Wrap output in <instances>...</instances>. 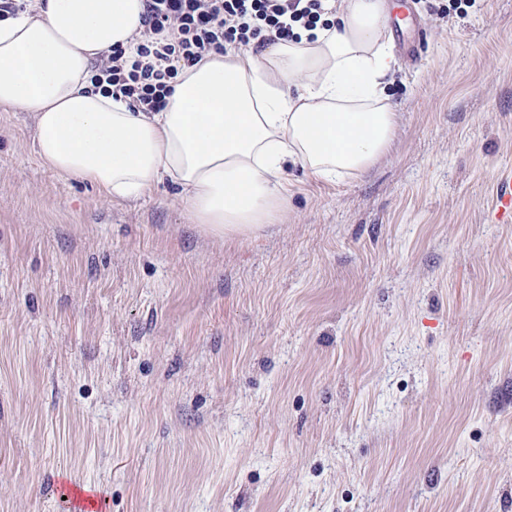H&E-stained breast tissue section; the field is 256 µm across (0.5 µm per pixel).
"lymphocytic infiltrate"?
Wrapping results in <instances>:
<instances>
[{
    "mask_svg": "<svg viewBox=\"0 0 512 512\" xmlns=\"http://www.w3.org/2000/svg\"><path fill=\"white\" fill-rule=\"evenodd\" d=\"M334 10L331 0H144L142 27L130 48L103 55L92 81L137 111L159 112L169 104L180 63L295 40Z\"/></svg>",
    "mask_w": 512,
    "mask_h": 512,
    "instance_id": "1",
    "label": "lymphocytic infiltrate"
}]
</instances>
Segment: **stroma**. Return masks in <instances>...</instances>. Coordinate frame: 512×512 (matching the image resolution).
Here are the masks:
<instances>
[{
	"instance_id": "35a3bbf8",
	"label": "stroma",
	"mask_w": 512,
	"mask_h": 512,
	"mask_svg": "<svg viewBox=\"0 0 512 512\" xmlns=\"http://www.w3.org/2000/svg\"><path fill=\"white\" fill-rule=\"evenodd\" d=\"M412 0L391 152L225 243L0 112V512H512V0ZM488 219L493 224H512V167L499 170L496 193Z\"/></svg>"
}]
</instances>
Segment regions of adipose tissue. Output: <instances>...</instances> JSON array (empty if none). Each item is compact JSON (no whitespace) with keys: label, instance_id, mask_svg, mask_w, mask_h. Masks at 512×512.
<instances>
[{"label":"adipose tissue","instance_id":"ef3b65f1","mask_svg":"<svg viewBox=\"0 0 512 512\" xmlns=\"http://www.w3.org/2000/svg\"><path fill=\"white\" fill-rule=\"evenodd\" d=\"M143 0H38L0 19V112H25L42 164L111 200L179 189L192 228L262 233L288 210L283 174L334 182L388 153L400 114L388 0H345L333 27L181 65L167 108L137 112L91 83L92 66L140 29Z\"/></svg>","mask_w":512,"mask_h":512}]
</instances>
